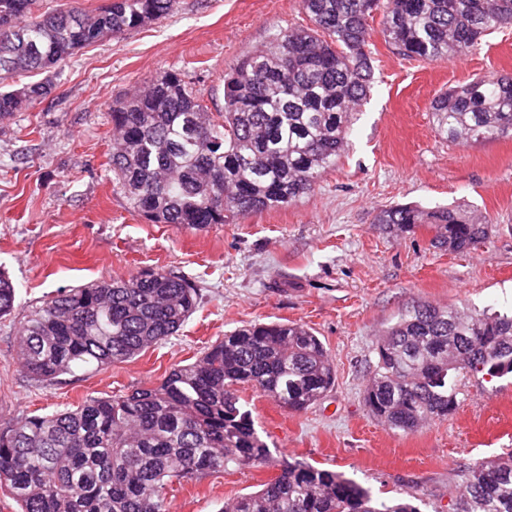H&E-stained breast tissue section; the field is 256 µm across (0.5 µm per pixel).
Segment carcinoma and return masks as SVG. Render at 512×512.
<instances>
[{
	"mask_svg": "<svg viewBox=\"0 0 512 512\" xmlns=\"http://www.w3.org/2000/svg\"><path fill=\"white\" fill-rule=\"evenodd\" d=\"M37 0H0V80L52 68L84 46L159 21L177 0H111L93 15L35 14ZM311 25L274 34L224 76L213 113L178 71L112 103V172L134 212L153 224L203 231L291 204L312 192L348 148L352 112L374 82L370 20L406 57L452 60L491 29L512 27V0H301ZM48 80L0 86V119L52 94ZM455 144L512 136V76L477 78L433 99ZM434 231L453 253L488 237L485 216L463 206L396 205L374 220ZM182 276L148 270L67 288L24 317L18 359L40 383L76 369L127 362L176 334L199 304ZM16 292L0 271V317ZM365 389L371 413L403 434L453 414L456 373L512 374V315L422 304L379 336ZM336 366L309 328H236L157 386L89 398L0 426V485L18 512H167V486L234 468L273 465L261 489L219 512H420L379 501L331 470L277 459L237 395L249 385L302 412L333 386ZM454 512H512V452L464 466Z\"/></svg>",
	"mask_w": 512,
	"mask_h": 512,
	"instance_id": "cac0c4a2",
	"label": "carcinoma"
}]
</instances>
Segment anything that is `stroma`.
Masks as SVG:
<instances>
[{
  "label": "stroma",
  "instance_id": "obj_1",
  "mask_svg": "<svg viewBox=\"0 0 512 512\" xmlns=\"http://www.w3.org/2000/svg\"><path fill=\"white\" fill-rule=\"evenodd\" d=\"M308 23L300 0H178L168 18L75 53L52 70L50 97L0 120V270L16 287L14 312L0 318V424L158 385L237 327L295 322L324 342L336 381L302 412L240 387L275 457L342 473L377 499L412 496L421 512H452L461 467L512 449V377L461 374L454 414L411 434L378 421L364 390L378 336L414 305L512 310V137L456 145L430 110L450 87L512 75V29L488 31L450 62L407 58L374 33L375 83L350 148L288 206L202 232L154 224L133 212L109 164L113 101L177 70L223 111L224 75L242 55ZM406 203L467 205L487 217L489 236L452 253L432 246L427 228L374 224L379 211ZM147 269L174 271L200 290L176 335L51 384L27 376L17 349L31 307L61 288ZM276 473L220 471L173 485L168 512H219Z\"/></svg>",
  "mask_w": 512,
  "mask_h": 512
}]
</instances>
